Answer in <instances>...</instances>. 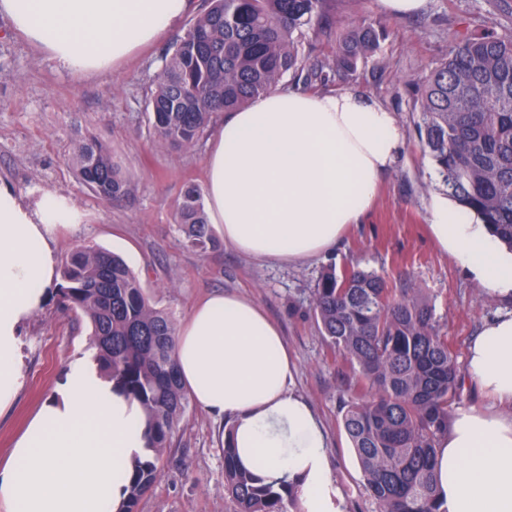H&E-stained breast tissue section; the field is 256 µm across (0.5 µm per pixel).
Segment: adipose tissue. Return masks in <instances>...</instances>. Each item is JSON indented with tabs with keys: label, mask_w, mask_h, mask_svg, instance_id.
<instances>
[{
	"label": "adipose tissue",
	"mask_w": 512,
	"mask_h": 512,
	"mask_svg": "<svg viewBox=\"0 0 512 512\" xmlns=\"http://www.w3.org/2000/svg\"><path fill=\"white\" fill-rule=\"evenodd\" d=\"M188 9L189 0H0L17 31L81 73L118 67ZM405 141L393 113L361 91L272 90L224 115L206 156L210 221L257 259L327 254L367 214ZM77 221L64 199H26L0 183V411L22 386L21 327L59 279L49 239ZM430 229L502 305L466 352V373L491 403L457 408L439 438L438 501L442 512H512V252L444 194ZM175 359L197 405L229 418L243 468L291 485L301 512H342L325 431L293 391L288 344L261 307L211 295L177 334ZM149 433L139 402L92 354L74 357L0 465V512H120Z\"/></svg>",
	"instance_id": "adipose-tissue-1"
}]
</instances>
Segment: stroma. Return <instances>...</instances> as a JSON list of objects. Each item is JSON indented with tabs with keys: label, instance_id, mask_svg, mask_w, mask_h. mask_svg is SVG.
I'll use <instances>...</instances> for the list:
<instances>
[{
	"label": "stroma",
	"instance_id": "35a3bbf8",
	"mask_svg": "<svg viewBox=\"0 0 512 512\" xmlns=\"http://www.w3.org/2000/svg\"><path fill=\"white\" fill-rule=\"evenodd\" d=\"M203 0H194L174 29L116 70L80 74L59 69L37 44L0 16V180L21 196L40 190L74 202L81 221L56 227L51 247L64 258L79 245L121 255L151 302L183 324L203 297L243 296L282 328L296 365L293 388L313 407L328 432L332 478L343 512H376L343 429L339 401L347 368L320 335L311 315L312 290L329 266L357 265L387 278L409 279L435 306L442 334L457 358L484 322L501 308L432 238L430 205L442 181L419 144L414 90L445 59L463 32L492 29L512 34V14L496 0H428L415 17L391 18L379 0H330L337 29L364 21L386 36L367 62L337 77L329 91L357 89L393 112L406 132L395 168L382 180L374 205L351 225L325 257L292 266L252 259L223 243L184 245L177 222L187 187L204 188L205 158L223 120L215 115L205 139L187 148L160 144L149 123L148 100L166 50L184 35ZM94 137L120 162L127 198L106 203L79 178L71 156L76 142ZM86 318L65 313L57 296L22 327L23 385L13 406L0 414V463L28 420L63 377L68 362L90 350ZM228 422L188 403L164 454L161 474L138 512H235L224 492V433Z\"/></svg>",
	"mask_w": 512,
	"mask_h": 512
}]
</instances>
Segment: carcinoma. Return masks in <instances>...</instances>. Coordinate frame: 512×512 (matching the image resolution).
Wrapping results in <instances>:
<instances>
[{
	"label": "carcinoma",
	"mask_w": 512,
	"mask_h": 512,
	"mask_svg": "<svg viewBox=\"0 0 512 512\" xmlns=\"http://www.w3.org/2000/svg\"><path fill=\"white\" fill-rule=\"evenodd\" d=\"M208 5L164 58L149 99L152 129L173 146L198 143L219 112H232L277 87L293 72L304 85H327L324 68L349 73L379 46L371 22L345 29L332 64H309L301 48L314 24L331 26L327 0H207ZM417 132L444 181L448 199L477 217L512 250V36L464 33L417 90ZM73 164L106 202L129 193L111 150L83 142ZM186 243L216 246L200 192L187 187L178 208ZM56 294L64 309L91 325L101 370L142 405L153 424L147 453L132 463L124 512L156 482L175 425L188 404L173 351L174 320L153 305L119 256L74 249ZM312 316L348 368L350 399L343 428L377 512H438L435 443L463 384L456 356L421 290L389 287L378 273L331 267L312 294ZM224 490L236 512H283L286 485L240 468L224 439Z\"/></svg>",
	"instance_id": "carcinoma-1"
}]
</instances>
